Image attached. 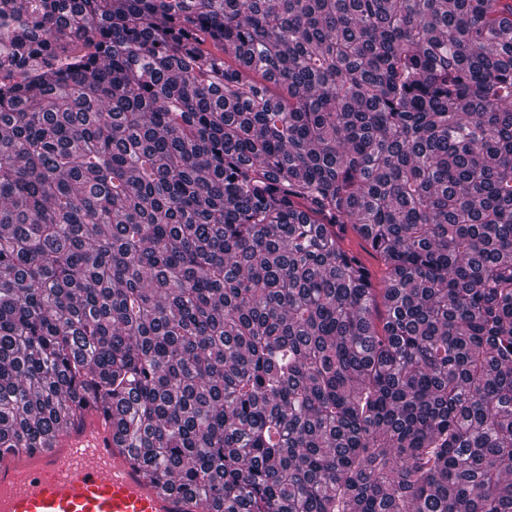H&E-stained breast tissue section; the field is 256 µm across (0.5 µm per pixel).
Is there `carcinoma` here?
I'll return each mask as SVG.
<instances>
[{"label":"carcinoma","instance_id":"obj_1","mask_svg":"<svg viewBox=\"0 0 512 512\" xmlns=\"http://www.w3.org/2000/svg\"><path fill=\"white\" fill-rule=\"evenodd\" d=\"M89 403L207 512H512V0H0V448ZM350 243L347 244V248L351 249L353 253L358 255L362 262L371 270L373 277L376 278L377 285H380L382 270L378 266V262L373 254L366 247L363 240L360 238L350 235Z\"/></svg>","mask_w":512,"mask_h":512}]
</instances>
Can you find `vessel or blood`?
I'll list each match as a JSON object with an SVG mask.
<instances>
[{"label": "vessel or blood", "mask_w": 512, "mask_h": 512, "mask_svg": "<svg viewBox=\"0 0 512 512\" xmlns=\"http://www.w3.org/2000/svg\"><path fill=\"white\" fill-rule=\"evenodd\" d=\"M0 512H206L161 491L117 447L112 419L89 405L48 448L0 449Z\"/></svg>", "instance_id": "obj_1"}]
</instances>
